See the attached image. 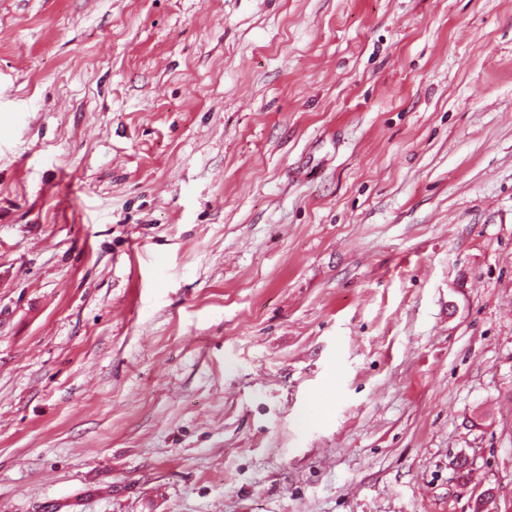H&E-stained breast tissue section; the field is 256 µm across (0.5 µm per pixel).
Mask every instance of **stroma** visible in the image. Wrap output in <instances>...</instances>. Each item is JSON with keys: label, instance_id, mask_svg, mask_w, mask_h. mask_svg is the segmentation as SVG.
<instances>
[{"label": "stroma", "instance_id": "35a3bbf8", "mask_svg": "<svg viewBox=\"0 0 512 512\" xmlns=\"http://www.w3.org/2000/svg\"><path fill=\"white\" fill-rule=\"evenodd\" d=\"M512 512V0H0V512Z\"/></svg>", "mask_w": 512, "mask_h": 512}]
</instances>
